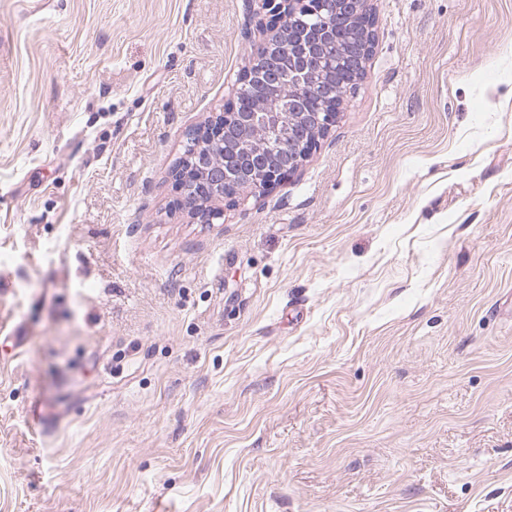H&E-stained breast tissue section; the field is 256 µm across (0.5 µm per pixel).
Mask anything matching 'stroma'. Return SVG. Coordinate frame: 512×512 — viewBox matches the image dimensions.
I'll use <instances>...</instances> for the list:
<instances>
[{"label": "stroma", "mask_w": 512, "mask_h": 512, "mask_svg": "<svg viewBox=\"0 0 512 512\" xmlns=\"http://www.w3.org/2000/svg\"><path fill=\"white\" fill-rule=\"evenodd\" d=\"M291 177L168 172L252 0H0V512H512V0H369Z\"/></svg>", "instance_id": "1"}]
</instances>
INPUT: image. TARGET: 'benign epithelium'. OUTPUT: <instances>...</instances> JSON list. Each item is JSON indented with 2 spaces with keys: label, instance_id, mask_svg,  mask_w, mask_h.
<instances>
[{
  "label": "benign epithelium",
  "instance_id": "obj_1",
  "mask_svg": "<svg viewBox=\"0 0 512 512\" xmlns=\"http://www.w3.org/2000/svg\"><path fill=\"white\" fill-rule=\"evenodd\" d=\"M262 63L254 94L230 91L231 113L215 112L185 134V153L170 169L173 208L210 224L224 200L261 196L296 172L336 125L343 101L335 82L359 72L371 47L368 0H254ZM291 74L319 98L288 92Z\"/></svg>",
  "mask_w": 512,
  "mask_h": 512
}]
</instances>
